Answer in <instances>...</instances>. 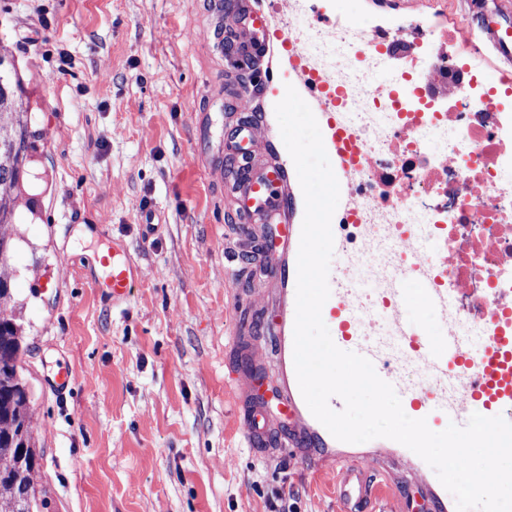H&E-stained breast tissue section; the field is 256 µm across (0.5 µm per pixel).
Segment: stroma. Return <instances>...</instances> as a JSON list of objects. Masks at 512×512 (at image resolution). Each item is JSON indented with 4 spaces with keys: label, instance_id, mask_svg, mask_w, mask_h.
I'll list each match as a JSON object with an SVG mask.
<instances>
[{
    "label": "stroma",
    "instance_id": "stroma-1",
    "mask_svg": "<svg viewBox=\"0 0 512 512\" xmlns=\"http://www.w3.org/2000/svg\"><path fill=\"white\" fill-rule=\"evenodd\" d=\"M316 4L358 30L448 25V0ZM222 33L251 29L210 0H0V47L35 112L10 307L45 512H343L282 446L279 401L262 407L267 434L253 444V412L236 406L255 374L273 373L264 325L277 314L262 274L277 254H254L237 230L236 136L257 171L278 165L289 79L276 67L255 85ZM114 244L136 268L119 304L91 284L93 253ZM361 466L385 472L395 512H422L426 484L404 461L369 453Z\"/></svg>",
    "mask_w": 512,
    "mask_h": 512
}]
</instances>
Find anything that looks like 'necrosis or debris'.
I'll use <instances>...</instances> for the list:
<instances>
[{
  "mask_svg": "<svg viewBox=\"0 0 512 512\" xmlns=\"http://www.w3.org/2000/svg\"><path fill=\"white\" fill-rule=\"evenodd\" d=\"M281 21L299 35L318 75L352 78L359 85L349 119L361 137L357 221L372 227L375 263L367 269L368 278L379 285L389 281L392 270L382 260L388 252L408 265L404 237L431 239L444 259L430 266L422 281L433 283L445 274L458 278L460 331L487 335V323L474 316L475 301L496 269L512 260V199L497 193L508 181L497 158V113L464 90L447 111H439L431 101L435 84L408 98L375 90L370 77L391 53L380 29L368 30L367 50L356 52L349 32L313 27L299 12ZM424 60L433 66L435 83L455 73L457 60L449 56L447 37L438 29L416 34L399 81L413 84Z\"/></svg>",
  "mask_w": 512,
  "mask_h": 512,
  "instance_id": "obj_1",
  "label": "necrosis or debris"
}]
</instances>
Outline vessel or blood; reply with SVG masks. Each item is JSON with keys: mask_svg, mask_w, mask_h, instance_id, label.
Wrapping results in <instances>:
<instances>
[{"mask_svg": "<svg viewBox=\"0 0 512 512\" xmlns=\"http://www.w3.org/2000/svg\"><path fill=\"white\" fill-rule=\"evenodd\" d=\"M248 18L252 36L244 56L250 59L264 55L273 36L266 15L252 10ZM448 21L455 38L475 50L484 62L483 67L471 69V86L478 101L488 103L499 113L502 158L512 167V0H463L462 14H449ZM280 40L285 51L283 65L294 74L293 86L318 122L340 194L355 199L360 136L348 122L344 107L328 110L325 84L307 76L299 37L290 32L281 34ZM294 170L293 162L279 163L274 178L251 182V193L271 195L275 180L284 179ZM295 207V199L278 197L275 211L256 210L251 224L275 223L282 213ZM354 212V207H345L331 222V294L322 308V319L334 329L336 346L369 359L378 376L393 385L404 412L411 418L425 419L432 431H443L452 423L465 426L475 412L486 417L500 415L512 422V270L503 269L495 278L486 308L490 329L482 347H473L460 336L455 320L450 317L457 299L455 283L429 286L412 294L401 275L390 281V299L379 312L392 329L391 343H383L368 331L379 313L351 297L353 270L369 254L366 243H352L345 232ZM251 224L240 225V233L248 234ZM300 236V225H287L278 261L266 267L267 278L278 286V314L268 337L277 363L278 383L292 421L285 445L309 456L314 471L335 476L336 496L347 512H370L376 500L377 481L347 457L337 455L338 440L312 415L298 385L294 323ZM92 285L108 289L113 301L127 300L134 285L128 253L115 250L99 257ZM411 304L445 317L443 331L431 332L422 319L407 316L406 308ZM400 348L410 351L414 363L426 372V385H404L397 366L396 351Z\"/></svg>", "mask_w": 512, "mask_h": 512, "instance_id": "obj_1", "label": "vessel or blood"}]
</instances>
